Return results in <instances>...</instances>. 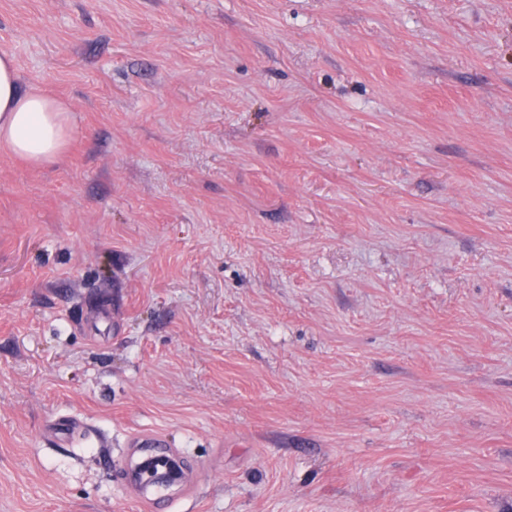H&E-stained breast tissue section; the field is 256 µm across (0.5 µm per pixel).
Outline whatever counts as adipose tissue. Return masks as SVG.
Masks as SVG:
<instances>
[{
  "label": "adipose tissue",
  "instance_id": "1",
  "mask_svg": "<svg viewBox=\"0 0 512 512\" xmlns=\"http://www.w3.org/2000/svg\"><path fill=\"white\" fill-rule=\"evenodd\" d=\"M74 134L70 106L37 88L20 92L14 58L0 52V150L34 166L52 164Z\"/></svg>",
  "mask_w": 512,
  "mask_h": 512
}]
</instances>
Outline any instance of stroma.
Segmentation results:
<instances>
[{"instance_id": "obj_1", "label": "stroma", "mask_w": 512, "mask_h": 512, "mask_svg": "<svg viewBox=\"0 0 512 512\" xmlns=\"http://www.w3.org/2000/svg\"><path fill=\"white\" fill-rule=\"evenodd\" d=\"M0 512H512V0H0ZM72 435L60 441L58 431ZM73 112L36 88L21 93L14 58L0 52V147L33 166L60 161L73 136Z\"/></svg>"}]
</instances>
